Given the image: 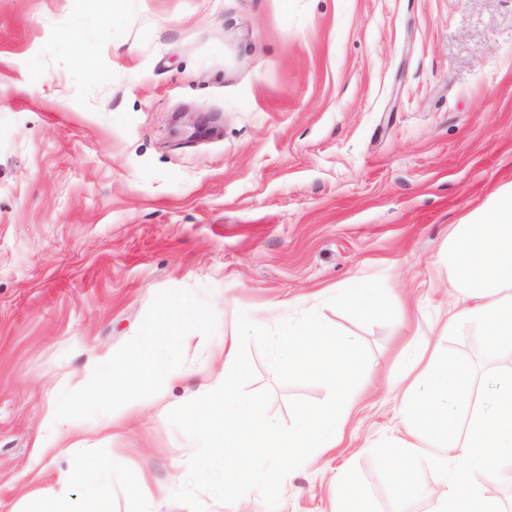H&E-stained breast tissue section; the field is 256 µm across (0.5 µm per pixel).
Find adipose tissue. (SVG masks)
<instances>
[{
    "instance_id": "obj_1",
    "label": "adipose tissue",
    "mask_w": 512,
    "mask_h": 512,
    "mask_svg": "<svg viewBox=\"0 0 512 512\" xmlns=\"http://www.w3.org/2000/svg\"><path fill=\"white\" fill-rule=\"evenodd\" d=\"M444 264L473 304L444 317L438 334L442 340L480 330L486 354L499 362L496 389L484 400L467 362L449 359L440 343L413 339L417 355L395 385L403 435L382 453L390 490L401 498L421 494L414 474L425 464L444 484L429 512H504L485 483L512 476V191L499 194L475 223L456 225ZM204 321L202 309L165 306L121 361L97 367L94 386L75 398L76 410L108 407L116 398L126 402L142 388L171 381L170 343L198 335ZM102 471L101 463L86 459L62 472L60 483L82 487L99 505L110 494Z\"/></svg>"
}]
</instances>
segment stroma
<instances>
[{"mask_svg":"<svg viewBox=\"0 0 512 512\" xmlns=\"http://www.w3.org/2000/svg\"><path fill=\"white\" fill-rule=\"evenodd\" d=\"M511 189L512 0H0V512L84 457L108 465L102 512H187L171 493L194 445L169 412L208 392L239 312L271 327L311 307L367 347V399L278 512H331L346 469L376 512H428L438 475L394 498L376 452L400 428L392 379L416 332L491 390L479 331L437 338L467 305L442 253ZM356 278L391 291L374 318L332 296ZM179 301L208 315L170 349L179 377L52 435L47 413ZM250 356L282 423L327 399Z\"/></svg>","mask_w":512,"mask_h":512,"instance_id":"1","label":"stroma"}]
</instances>
